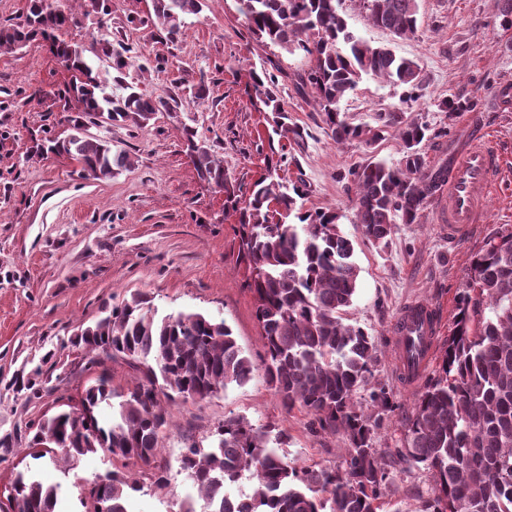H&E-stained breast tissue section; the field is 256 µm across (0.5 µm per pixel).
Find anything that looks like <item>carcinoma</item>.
<instances>
[{"instance_id":"cac0c4a2","label":"carcinoma","mask_w":512,"mask_h":512,"mask_svg":"<svg viewBox=\"0 0 512 512\" xmlns=\"http://www.w3.org/2000/svg\"><path fill=\"white\" fill-rule=\"evenodd\" d=\"M206 2L153 0L147 21L173 42L185 16L200 14ZM236 2L256 39L311 57L298 85L311 90L332 140L367 145L386 129H396L402 144L398 164L369 162L347 173L356 188V223L367 240L387 244L396 225L417 222L425 202L448 179V165L428 164L422 150L431 140L427 125L407 121L401 112L378 114L376 126L354 124L341 103L365 77L405 86L407 99L416 100L419 62L355 35L342 0ZM362 2L372 26L401 39L416 33L418 0ZM496 18L502 29L512 28V0H498ZM76 23L68 7L28 0L23 21L0 26V50L21 49L39 39L50 42L53 55L73 74L69 92L79 103L68 119L73 133L50 150L76 159L85 176L103 180L130 167L131 158L112 150L111 141L88 137L79 128L145 126L157 113L173 111L174 99L148 97L123 84L128 57L112 52L109 43L105 53L121 92L107 91L85 49L63 37ZM250 78L255 95L275 112V134L303 139L271 90L277 75L264 68ZM183 139L199 181L224 190L226 201L237 205L241 188L228 178L211 145L190 126L183 127ZM277 167L267 159V173L249 188L239 218V256L255 298L264 374L286 409L306 411L322 432L346 434V466L298 468L269 446L267 431L243 416H228L212 433L211 447L193 441L178 459L179 473L195 490L178 512H197L198 500L208 504L209 512H377L388 464L372 448L374 428L356 403L368 384L377 345L362 327L344 322L358 288L353 243L337 213L296 211L302 190L288 188ZM292 216L298 223L288 222ZM77 342L94 354L91 363L102 366L121 357L141 374L124 392L102 370L79 407L44 420L33 435L32 447L45 445L49 454L61 449L69 466L100 449L112 455V475L86 482L85 512H128L130 494L143 489L140 479L125 472L135 459L155 489H166L171 464L159 457V448L169 407L243 386L255 370L224 320L194 311L162 315L140 293L82 329ZM399 455L432 475L427 512H512V231L491 235L474 254L438 376L416 400ZM243 479L251 481V492L239 499L229 495L227 488ZM11 488L0 512H13L15 502L23 505L22 512H58V488L43 485L29 469L17 471Z\"/></svg>"}]
</instances>
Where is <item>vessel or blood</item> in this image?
Returning a JSON list of instances; mask_svg holds the SVG:
<instances>
[{
  "label": "vessel or blood",
  "instance_id": "b4317fda",
  "mask_svg": "<svg viewBox=\"0 0 512 512\" xmlns=\"http://www.w3.org/2000/svg\"><path fill=\"white\" fill-rule=\"evenodd\" d=\"M502 173V157L490 145L480 122L472 124V141L460 155L448 160V184L438 197L449 242H457L471 225L482 223L487 200ZM439 320L424 302L410 303L394 324L399 373L405 383L416 381L427 367L435 346Z\"/></svg>",
  "mask_w": 512,
  "mask_h": 512
}]
</instances>
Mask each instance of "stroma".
<instances>
[{
    "label": "stroma",
    "instance_id": "obj_1",
    "mask_svg": "<svg viewBox=\"0 0 512 512\" xmlns=\"http://www.w3.org/2000/svg\"><path fill=\"white\" fill-rule=\"evenodd\" d=\"M419 27L403 39L371 26L359 0L342 8L355 34L390 45L417 59L423 83L419 97L405 89L363 78L341 104L357 124H374L381 112L429 125L436 137L425 151L438 164L469 136V121L487 119L505 166L488 206V221L472 225L449 243L439 204L429 200L417 223L398 225L388 244L366 240L354 222V186L349 169L369 161L397 163L401 144L394 131L376 143L339 144L324 131L311 93L295 89V76L309 57L257 40L235 0H208L200 15L185 18L178 43L147 25L152 0H111L107 18L79 16L66 33L84 46L101 80L113 71L103 53L130 47L127 82L144 95L174 98L143 127H91L132 164L107 180H92L78 161L46 151L48 140L65 138L76 103L65 98L71 74L47 44L35 41L17 51H0V498H6L17 469L59 489L63 512H82L84 482L106 477L112 458L103 451L83 456L75 469L30 455L42 420L77 405L93 383L84 350L75 338L106 308L140 292L162 313L197 311L225 321L237 344L257 368L252 379L196 401L173 405L162 432L161 452L176 461L192 440L210 444L225 417L245 416L281 438L279 454L300 467L342 468L349 444L343 434L313 433L304 410H285L265 380L255 300L246 287L239 258V214L224 205V192L204 186L186 153L183 126L206 139L233 183L249 187L264 173L268 156L281 157L280 176L302 183L304 209L334 211L354 245L358 289L347 317L374 337L378 352L369 388L358 405L375 427L373 446L389 464L382 497L384 512H425L433 481L423 465L400 461L406 423L426 384L452 325L456 297L473 254L487 236L512 230V107L498 112L499 86L512 82V29L495 25L496 0H418ZM280 68L274 92L302 141L271 139L272 114L250 89L251 69ZM204 97H197L198 88ZM464 102L465 110L443 112L438 101ZM436 309L440 332L434 360L413 386L398 374L393 324L409 303ZM389 389L395 405L386 411L371 402L372 388ZM190 491L171 470L164 491L135 493L128 512H172Z\"/></svg>",
    "mask_w": 512,
    "mask_h": 512
}]
</instances>
